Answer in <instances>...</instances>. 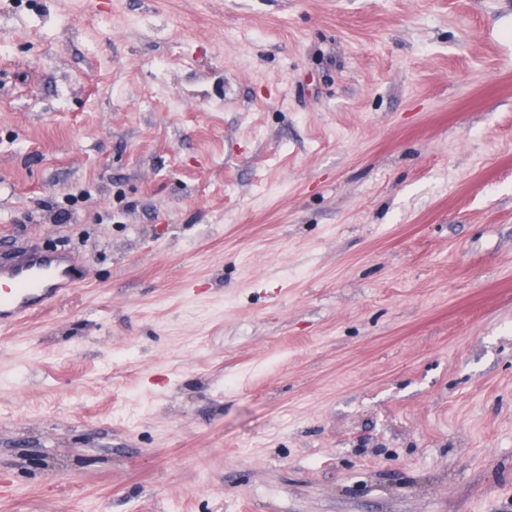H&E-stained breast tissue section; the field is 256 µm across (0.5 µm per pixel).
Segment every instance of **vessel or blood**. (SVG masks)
I'll return each mask as SVG.
<instances>
[{"instance_id": "vessel-or-blood-1", "label": "vessel or blood", "mask_w": 512, "mask_h": 512, "mask_svg": "<svg viewBox=\"0 0 512 512\" xmlns=\"http://www.w3.org/2000/svg\"><path fill=\"white\" fill-rule=\"evenodd\" d=\"M76 284L71 266L59 258L35 256L21 265L0 266V326H12Z\"/></svg>"}]
</instances>
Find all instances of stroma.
Returning <instances> with one entry per match:
<instances>
[{
  "instance_id": "35a3bbf8",
  "label": "stroma",
  "mask_w": 512,
  "mask_h": 512,
  "mask_svg": "<svg viewBox=\"0 0 512 512\" xmlns=\"http://www.w3.org/2000/svg\"><path fill=\"white\" fill-rule=\"evenodd\" d=\"M0 512H512V0H0ZM77 280L72 267L59 258L34 256L21 265L0 266L1 328L48 305Z\"/></svg>"
}]
</instances>
